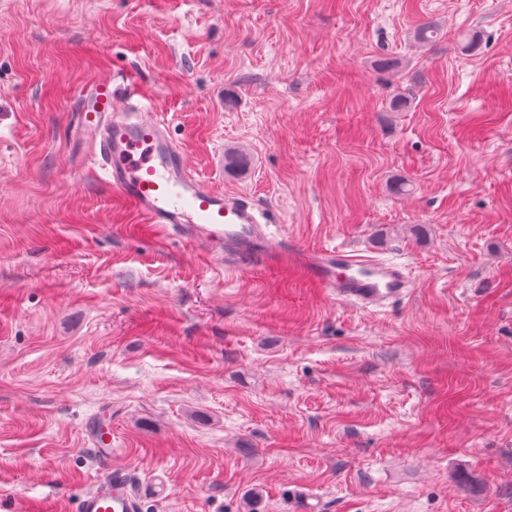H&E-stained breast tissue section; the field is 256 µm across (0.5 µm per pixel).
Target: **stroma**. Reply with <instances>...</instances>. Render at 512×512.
<instances>
[{"label": "stroma", "mask_w": 512, "mask_h": 512, "mask_svg": "<svg viewBox=\"0 0 512 512\" xmlns=\"http://www.w3.org/2000/svg\"><path fill=\"white\" fill-rule=\"evenodd\" d=\"M118 75L274 237L410 296L153 235L78 126ZM114 464L136 512H512V0H0V512ZM301 261L312 278L336 299L367 311L378 312L410 291L409 278L401 266L357 260L341 246L304 253Z\"/></svg>", "instance_id": "1"}]
</instances>
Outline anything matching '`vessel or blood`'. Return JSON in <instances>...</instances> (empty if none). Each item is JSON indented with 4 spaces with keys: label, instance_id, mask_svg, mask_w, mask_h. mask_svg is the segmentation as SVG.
Listing matches in <instances>:
<instances>
[{
    "label": "vessel or blood",
    "instance_id": "vessel-or-blood-1",
    "mask_svg": "<svg viewBox=\"0 0 512 512\" xmlns=\"http://www.w3.org/2000/svg\"><path fill=\"white\" fill-rule=\"evenodd\" d=\"M92 99L83 129L98 146L93 161L104 180L155 232L175 235L204 250L223 252L228 268L242 269L257 258L287 259V238L272 240L265 214L238 195L215 189L191 172L166 125L135 104L127 83L101 80L87 89ZM312 278L338 300L377 312L410 291L396 264L355 259L336 246L301 257ZM136 497L125 469L113 468L87 492L78 512H135Z\"/></svg>",
    "mask_w": 512,
    "mask_h": 512
}]
</instances>
